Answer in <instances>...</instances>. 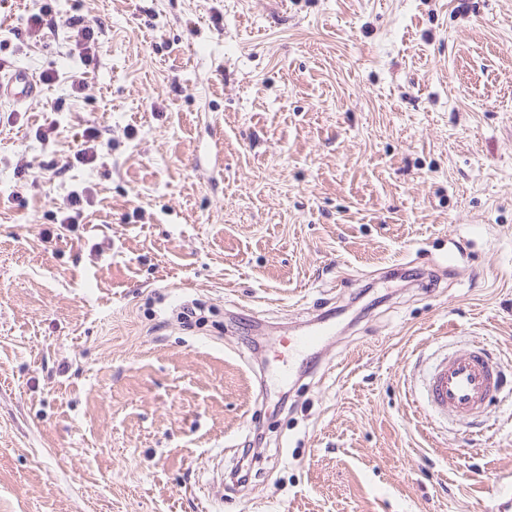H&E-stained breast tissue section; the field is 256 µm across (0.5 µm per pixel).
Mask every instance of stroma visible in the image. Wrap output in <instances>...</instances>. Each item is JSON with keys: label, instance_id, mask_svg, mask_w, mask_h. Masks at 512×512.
<instances>
[{"label": "stroma", "instance_id": "1", "mask_svg": "<svg viewBox=\"0 0 512 512\" xmlns=\"http://www.w3.org/2000/svg\"><path fill=\"white\" fill-rule=\"evenodd\" d=\"M33 6L0 0V55L59 73L0 112V512H512V380L473 424L414 400L447 349L512 373V0H57L89 65ZM54 0H36L35 8L29 13L26 19V26L31 37L40 36L41 31L47 26L58 24L62 21L69 29L72 30V41L74 42L73 51H78V56L82 62H89L94 57L96 51L97 36L93 27L84 25L80 19L73 17L61 20L58 12L54 8ZM58 18V20H57ZM83 137V142L80 148L75 151L73 158L80 164H90L97 157L101 134L96 128L90 127L83 134ZM85 198V199H84ZM84 200L88 203V198L74 192L64 199L62 205L58 207V213L61 214L58 218V213H55L53 222L54 224H82L83 221V202Z\"/></svg>", "mask_w": 512, "mask_h": 512}]
</instances>
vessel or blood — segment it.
<instances>
[{"label":"vessel or blood","instance_id":"1","mask_svg":"<svg viewBox=\"0 0 512 512\" xmlns=\"http://www.w3.org/2000/svg\"><path fill=\"white\" fill-rule=\"evenodd\" d=\"M40 83L34 73L17 68L0 73V103L24 104L38 98ZM503 367L476 345L443 357L430 370L421 397L423 402L443 416L462 420L477 417L500 388Z\"/></svg>","mask_w":512,"mask_h":512}]
</instances>
